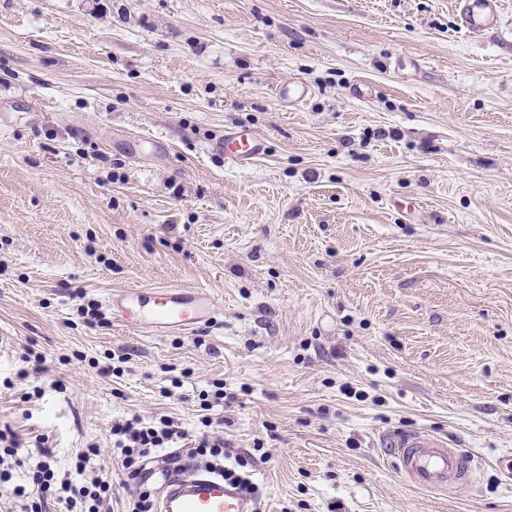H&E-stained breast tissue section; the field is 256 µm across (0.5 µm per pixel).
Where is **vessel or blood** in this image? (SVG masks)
<instances>
[{
  "mask_svg": "<svg viewBox=\"0 0 512 512\" xmlns=\"http://www.w3.org/2000/svg\"><path fill=\"white\" fill-rule=\"evenodd\" d=\"M499 0H461L463 23L474 34L486 32L500 22ZM309 87L299 80L282 84L277 97L297 105L307 99ZM206 151L223 157L225 164L243 166L262 157L263 138L246 128L226 131L208 141ZM114 322L157 333H187L216 320L214 297L202 289L175 286L128 288L110 295L105 302ZM382 445L395 469L412 486L450 494L458 487L476 482L474 455L450 440L427 430L401 431L386 435ZM157 512H255L250 497L223 479L198 475L187 479L178 474L164 481Z\"/></svg>",
  "mask_w": 512,
  "mask_h": 512,
  "instance_id": "obj_1",
  "label": "vessel or blood"
}]
</instances>
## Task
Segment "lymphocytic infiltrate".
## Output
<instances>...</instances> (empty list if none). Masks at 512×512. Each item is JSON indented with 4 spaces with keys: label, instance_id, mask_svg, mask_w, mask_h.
<instances>
[{
    "label": "lymphocytic infiltrate",
    "instance_id": "f902f5d3",
    "mask_svg": "<svg viewBox=\"0 0 512 512\" xmlns=\"http://www.w3.org/2000/svg\"><path fill=\"white\" fill-rule=\"evenodd\" d=\"M199 420L201 429L197 434H190L174 418L162 416L151 421L133 415L114 422L111 429L112 446L117 453L121 470L126 481L136 484L140 492L126 504V512H151L152 505L146 487L154 478V462L169 464V457H158L162 448H180L189 456L211 459V472L225 479L245 485L248 493L257 494L258 489L249 485L242 474L248 461L245 457H231L224 446L223 437L213 435L211 412L214 407L224 403V384L214 382L210 392L201 394ZM35 454L23 451V443L11 429H0V484L9 483L14 470L22 469L27 474L29 485L36 493L26 496L20 486H13L12 492L25 497L23 512H50L52 504H64L66 512H101L105 501L112 497V481L104 475L93 472L100 457L97 445L91 444L79 452L70 471L59 472L50 463L52 450L46 436H36ZM234 458V466H227V458Z\"/></svg>",
    "mask_w": 512,
    "mask_h": 512
}]
</instances>
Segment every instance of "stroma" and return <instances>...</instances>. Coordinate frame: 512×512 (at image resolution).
I'll list each match as a JSON object with an SVG mask.
<instances>
[{
  "label": "stroma",
  "instance_id": "35a3bbf8",
  "mask_svg": "<svg viewBox=\"0 0 512 512\" xmlns=\"http://www.w3.org/2000/svg\"><path fill=\"white\" fill-rule=\"evenodd\" d=\"M237 126L267 154H203ZM155 286L218 325L78 313ZM1 336L0 428L59 471L131 413L195 428L220 379L261 512H512V0L481 35L457 0H0ZM405 429L479 484L412 487L380 448ZM310 94L309 87L300 80H291L282 84L278 91L277 97L281 102L291 105H297L307 99Z\"/></svg>",
  "mask_w": 512,
  "mask_h": 512
}]
</instances>
